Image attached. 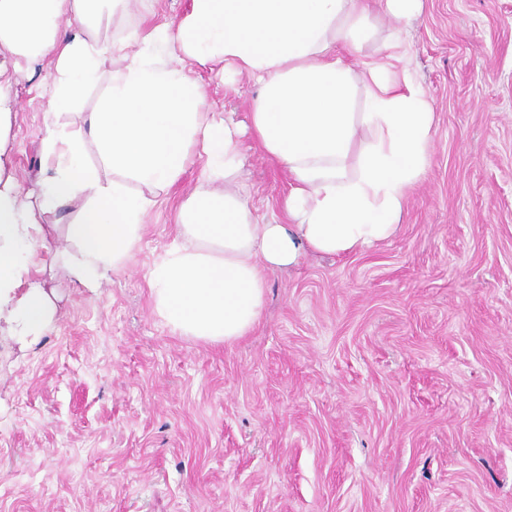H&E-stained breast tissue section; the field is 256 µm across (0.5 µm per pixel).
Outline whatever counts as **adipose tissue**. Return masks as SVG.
<instances>
[{
	"label": "adipose tissue",
	"mask_w": 512,
	"mask_h": 512,
	"mask_svg": "<svg viewBox=\"0 0 512 512\" xmlns=\"http://www.w3.org/2000/svg\"><path fill=\"white\" fill-rule=\"evenodd\" d=\"M123 2L0 0V321L24 341L52 323L50 296L28 278L45 215H69L59 259L97 290L134 258L152 192L172 188L199 160L203 180L180 203L176 235L147 281L175 335L230 346L258 324L269 271L309 252L363 250L401 224L432 149L434 114L402 66L405 28L423 0H192L178 22L115 40L107 29ZM376 12L394 25L365 60L354 31ZM166 46L177 48V64L161 60ZM46 59L42 158L51 174L31 193L9 153L14 74L19 61ZM192 65L258 86L249 128L204 112ZM102 82L97 107L83 111L84 92ZM65 112L79 116L78 130L58 122ZM247 132L288 175L281 222L257 223L248 198L226 189Z\"/></svg>",
	"instance_id": "adipose-tissue-1"
}]
</instances>
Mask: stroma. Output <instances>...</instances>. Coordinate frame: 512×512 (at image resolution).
Wrapping results in <instances>:
<instances>
[{"label":"stroma","mask_w":512,"mask_h":512,"mask_svg":"<svg viewBox=\"0 0 512 512\" xmlns=\"http://www.w3.org/2000/svg\"><path fill=\"white\" fill-rule=\"evenodd\" d=\"M190 6L131 0L109 32ZM408 49L435 124L398 231L270 272L233 346L174 335L146 281L200 165L97 293L55 258L47 217L30 277L56 319L31 345L0 323V512H512V0H423ZM48 74L16 76L27 190L46 175ZM192 74L206 111L247 122V76ZM242 151L238 190L279 221L286 174L252 136Z\"/></svg>","instance_id":"stroma-1"}]
</instances>
